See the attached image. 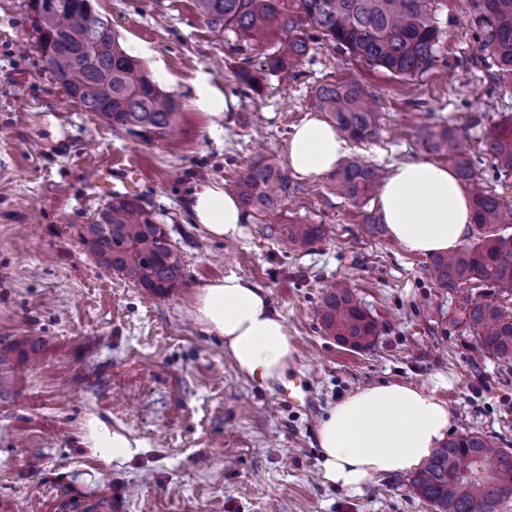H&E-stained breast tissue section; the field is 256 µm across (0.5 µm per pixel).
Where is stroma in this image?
I'll return each instance as SVG.
<instances>
[{
  "instance_id": "obj_1",
  "label": "stroma",
  "mask_w": 512,
  "mask_h": 512,
  "mask_svg": "<svg viewBox=\"0 0 512 512\" xmlns=\"http://www.w3.org/2000/svg\"><path fill=\"white\" fill-rule=\"evenodd\" d=\"M29 0H0V346L42 339L37 363L21 352L0 363V512H433L407 477L380 478L351 494L319 475L316 428L326 410L379 382L431 386L454 413L450 437L479 433L512 447V371L477 349L457 296L436 287L430 257L405 252L389 234L367 231L374 202L336 196L325 177L293 178L281 224H328L331 238L304 250L265 234L251 214L235 240L204 238L186 199L193 186L234 188L257 153L285 160L293 127L314 117L324 83L363 86L379 114L378 134L349 141V154L389 170L425 158L422 122L468 125L476 173L512 204V177L497 179L483 152L487 133L512 116L480 62V23L470 0H440L447 68L400 78L311 40L295 77L260 74L237 93L242 59L233 32L208 26L194 0H93L127 52L181 106L174 135L144 142L84 111L44 67ZM208 75L231 90L224 117L200 110L193 85ZM136 173V190L166 225L184 277L153 296L102 266L81 241L109 201L94 182L105 166ZM239 276L265 288L299 348L288 372L306 403L281 383L246 377L203 333L192 301L199 285ZM345 283L377 323L364 350L323 331L325 288ZM96 415L135 441L132 458L99 461L86 441Z\"/></svg>"
}]
</instances>
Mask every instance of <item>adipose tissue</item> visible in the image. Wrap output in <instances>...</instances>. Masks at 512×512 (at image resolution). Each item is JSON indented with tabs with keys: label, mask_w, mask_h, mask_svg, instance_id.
Returning a JSON list of instances; mask_svg holds the SVG:
<instances>
[{
	"label": "adipose tissue",
	"mask_w": 512,
	"mask_h": 512,
	"mask_svg": "<svg viewBox=\"0 0 512 512\" xmlns=\"http://www.w3.org/2000/svg\"><path fill=\"white\" fill-rule=\"evenodd\" d=\"M346 150L334 126L310 118L288 140L289 169L303 178L332 171ZM378 206L391 238L413 254L458 249L473 222L470 198L448 166L414 160L394 168L381 184ZM190 215L212 238L241 237L248 221L238 199L217 184L195 185ZM193 313L202 330L224 340V352L245 376L261 383L283 381L299 352L267 291L236 273L200 286ZM453 415L435 390L380 382L357 389L329 407L320 420L318 461L325 483L362 492L378 477L410 473L447 437ZM90 448L105 463L131 458V441L109 423L92 417Z\"/></svg>",
	"instance_id": "adipose-tissue-1"
}]
</instances>
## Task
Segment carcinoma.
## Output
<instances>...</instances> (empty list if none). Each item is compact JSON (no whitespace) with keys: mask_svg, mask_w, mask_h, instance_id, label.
<instances>
[{"mask_svg":"<svg viewBox=\"0 0 512 512\" xmlns=\"http://www.w3.org/2000/svg\"><path fill=\"white\" fill-rule=\"evenodd\" d=\"M48 0H29L31 22L45 67L66 93L88 112L99 113L114 130L161 138L178 124L180 105L161 90L141 63L122 48L110 22L91 0H66L51 9ZM207 24L234 33L237 46H257L271 31L282 29L288 40L277 55L263 62L272 72L288 76L308 49L305 27L372 67L414 78L438 66L441 39L435 0H300L303 17L285 16L280 0H196ZM484 28L481 60L491 82L512 92V0H472ZM252 58L237 73L241 89L255 90L259 78ZM313 108L326 115L343 134L364 141L376 134L378 114L363 88L350 81L319 86ZM424 151L452 162L472 200L475 224L485 232L476 242L446 255H436L431 278L437 287L460 296L462 321L475 332L477 349L512 367V307L478 299L465 291L483 283L506 293L512 289V240L493 229L504 223L499 195L477 178L479 159L468 148L467 126L447 121L417 134ZM484 152L496 176L512 175V128L488 135ZM385 177V170L355 158L339 163L329 175L336 195L360 201ZM235 188L245 209L273 211L291 193V180L277 159L260 155L237 170ZM293 250L309 248L330 236L327 224H284L270 228ZM81 239L97 260L157 296L170 294L183 282L182 259L164 225L155 221L138 196H114L85 225ZM324 331L352 349L369 347L377 325L343 284L321 296L317 309ZM409 487L435 512H499L512 500V448L480 434L448 440L434 450L410 478Z\"/></svg>","mask_w":512,"mask_h":512,"instance_id":"carcinoma-1","label":"carcinoma"}]
</instances>
